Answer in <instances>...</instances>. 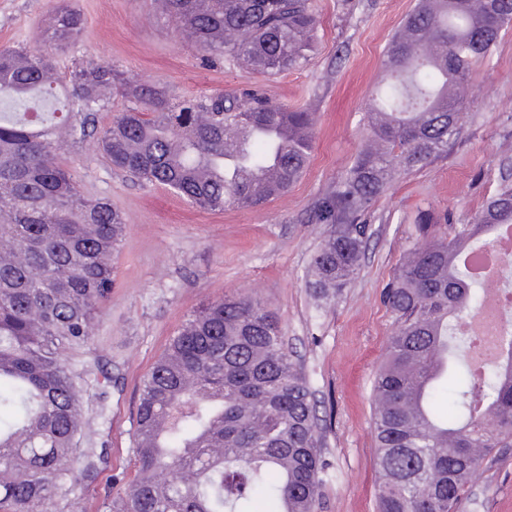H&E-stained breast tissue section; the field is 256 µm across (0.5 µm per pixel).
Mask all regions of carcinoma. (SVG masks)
Segmentation results:
<instances>
[{
  "label": "carcinoma",
  "mask_w": 512,
  "mask_h": 512,
  "mask_svg": "<svg viewBox=\"0 0 512 512\" xmlns=\"http://www.w3.org/2000/svg\"><path fill=\"white\" fill-rule=\"evenodd\" d=\"M175 28L212 58L274 75L308 61L311 0H160ZM512 24V0H418L383 58L379 95L354 165L316 206L326 235L309 287L331 301L349 287L368 240L362 214L397 170L447 152L465 123L468 78ZM82 14L52 11L37 47H0V512H51L94 478L84 376L66 350L87 345L112 290L120 212L88 200L58 162L68 139L94 136L118 171L207 210L259 207L308 163L314 113L257 91L172 102L167 86L126 83L111 63L55 52ZM117 109L112 125L96 114ZM512 224V184L472 224L421 216L384 294L395 329L374 379L379 512H458L461 492L498 448L512 447V331L503 360L475 373L472 324L488 302L468 258ZM448 399V412L437 402ZM137 473L103 512H316L318 416L281 327L259 302L224 298L195 311L144 380Z\"/></svg>",
  "instance_id": "cac0c4a2"
}]
</instances>
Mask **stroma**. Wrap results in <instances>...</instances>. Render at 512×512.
Wrapping results in <instances>:
<instances>
[{"label": "stroma", "instance_id": "35a3bbf8", "mask_svg": "<svg viewBox=\"0 0 512 512\" xmlns=\"http://www.w3.org/2000/svg\"><path fill=\"white\" fill-rule=\"evenodd\" d=\"M416 0H312L319 16L314 52L300 67L267 78L220 60L203 64L176 33L158 0H69L81 36L57 56L112 61L132 82L155 80L174 98L259 87L278 103L315 112L310 161L300 178L260 208L192 206L159 185L114 170L95 139L61 157L84 197L106 198L126 221L112 256L114 286L88 346L73 352L105 393L90 420L104 459L93 481L58 512H101L105 496L128 490L136 471L140 388L170 340L202 304L227 296L259 301L279 320L320 417L322 471L317 512H377L372 385L394 318L382 292L424 213L444 224L472 220L504 179H512V28L472 69L468 117L447 155L395 175L364 216L370 240L349 288L324 306L306 286L309 261L325 235L313 223L318 200L352 167L366 133V104L380 83L390 40ZM55 0H0V46L35 45ZM459 512H512V447L467 487Z\"/></svg>", "mask_w": 512, "mask_h": 512}]
</instances>
